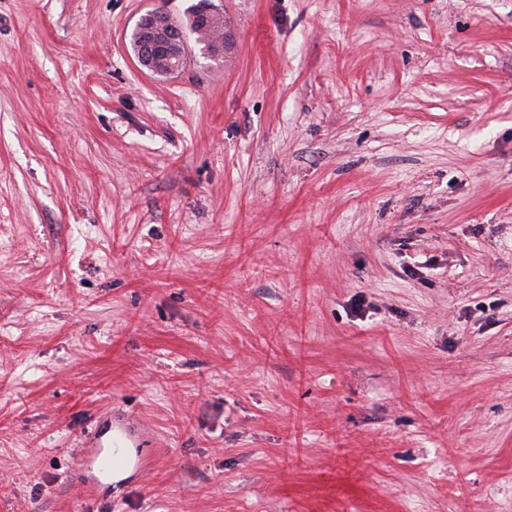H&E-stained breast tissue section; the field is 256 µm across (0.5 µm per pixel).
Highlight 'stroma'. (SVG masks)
Wrapping results in <instances>:
<instances>
[{
	"label": "stroma",
	"instance_id": "35a3bbf8",
	"mask_svg": "<svg viewBox=\"0 0 512 512\" xmlns=\"http://www.w3.org/2000/svg\"><path fill=\"white\" fill-rule=\"evenodd\" d=\"M192 2L0 0V512H512V0ZM200 1L203 0H197L186 9L184 20H175L168 12L159 9L148 11L140 18L132 34L136 36L133 52L142 68L155 75L163 71L165 76H175L184 70L188 60L187 34L194 35L197 24L199 28L206 29L212 14L223 15L211 3L199 14L196 23ZM177 23L185 38L179 36ZM161 64L163 70L160 69ZM88 447L84 450L82 461L85 470L89 473L97 471L100 474L112 475V481L118 482L124 479L133 468L134 451L126 446L125 440L122 445L116 443L114 448L105 451L94 436ZM116 448H119L117 458L120 462L115 469L113 466L112 472V453Z\"/></svg>",
	"mask_w": 512,
	"mask_h": 512
}]
</instances>
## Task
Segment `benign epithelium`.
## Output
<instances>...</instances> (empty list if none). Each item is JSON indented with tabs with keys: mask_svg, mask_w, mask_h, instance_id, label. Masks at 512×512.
<instances>
[{
	"mask_svg": "<svg viewBox=\"0 0 512 512\" xmlns=\"http://www.w3.org/2000/svg\"><path fill=\"white\" fill-rule=\"evenodd\" d=\"M133 33V49L139 65L147 71L165 76L180 74L186 67L188 47L179 36L176 20L166 11L155 9L144 14Z\"/></svg>",
	"mask_w": 512,
	"mask_h": 512,
	"instance_id": "7a95c632",
	"label": "benign epithelium"
}]
</instances>
